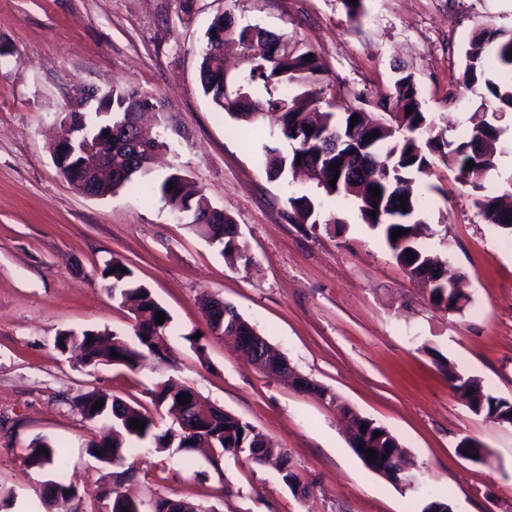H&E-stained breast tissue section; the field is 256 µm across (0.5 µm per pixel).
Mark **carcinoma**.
Wrapping results in <instances>:
<instances>
[{
    "instance_id": "cac0c4a2",
    "label": "carcinoma",
    "mask_w": 512,
    "mask_h": 512,
    "mask_svg": "<svg viewBox=\"0 0 512 512\" xmlns=\"http://www.w3.org/2000/svg\"><path fill=\"white\" fill-rule=\"evenodd\" d=\"M227 40L237 42L245 56L244 64L236 72L226 70L218 55L221 43ZM511 51V32L485 29L471 37L465 52L458 85L492 104L494 114L512 108V83H501L485 61L493 58L500 67L512 70V56H508ZM198 78L203 93L240 122L245 134L261 142L269 178L276 180L287 171L318 167L313 176L316 188L328 198L354 203L360 220L380 233L397 263L410 277L424 284L432 305L448 311H460L467 306V295L460 306L448 300L447 261L417 241L416 231L422 224L426 201L411 193L407 183L430 176L440 162L457 172L459 182L471 186L473 203L486 223L512 232V222L503 219V213H512V205L503 204L504 198H512V175L504 178L499 171V158L505 153L499 128L487 120L485 128H472L466 140L457 144L448 141L424 109L413 74L403 67L397 68L389 96L368 110L361 106V96L343 94L336 89L335 82L322 77L319 58L308 43L286 33L241 24L229 13L215 16L207 30ZM148 107H154V103L137 88L117 85L103 93L97 106L102 111L99 120L87 123L84 113H69V123L62 127V132L69 135L70 148L54 157L59 173L81 189L88 173L90 140L100 151L112 149V184L97 182V194L115 195L125 187L139 184L148 175L153 154L168 147L160 134L150 139L143 136L139 117ZM408 107L412 109L410 114L406 113ZM355 114L359 120L352 125L350 119ZM117 123L122 124V136L139 140L141 149L136 155H130L119 138L104 136L108 126ZM282 138L289 142L290 151L280 148ZM469 160L474 165L467 169ZM487 174L499 178L502 194L479 182ZM333 179L334 188L330 185ZM185 183L186 177L179 171L171 172L157 186L161 201L171 211L184 215L189 226L210 243L221 247V253L234 266L249 269L252 258L237 224L213 207L202 191L186 190ZM374 187L381 190L380 196L370 192ZM401 197L406 198L405 211L399 201ZM288 202L297 222H318L321 203L317 197L302 194L288 198ZM397 229L408 234L393 241L391 233ZM101 275L108 283L110 295L134 308L133 336L106 330H65L56 336L55 347L74 355L88 368L118 365L134 371L150 356L165 357V336L171 322L167 309L121 260L113 257L106 261ZM159 312L166 313L161 324L157 323ZM204 313L213 333L230 336L250 325L233 306L222 301L207 300ZM114 352L119 357H113ZM439 366L448 376L452 390L471 398L473 413L512 417V401L491 393L481 379L456 372L445 357ZM151 397L157 410L166 408L173 412L179 404L175 388L167 381L157 383ZM99 401L103 405L96 410L94 405ZM75 406L86 421L105 423L111 430L108 437L88 444L89 454L101 462L117 463L124 459L123 452L129 445L147 441L158 452H165L172 445L183 449L214 447L217 453L210 457V463L217 471L228 455L244 454L256 465L263 464L265 457H273L283 463V483L301 478L285 449L263 440L254 427L230 412L223 414L212 409L211 416H200L190 404L184 413L195 424L186 429L178 425L160 431L153 426L148 411L116 396L92 390L76 396ZM343 412L353 429L349 436L351 448H357L359 442L368 444L389 470L406 464L405 450L390 430L346 406ZM133 419L145 422L144 430L131 428ZM376 432L377 438L373 437ZM58 462L59 452L52 442L36 438L30 443L27 466L43 470ZM47 484L50 493L44 502L48 506L57 507L58 512H76L71 508L78 497L76 488L60 480H49Z\"/></svg>"
}]
</instances>
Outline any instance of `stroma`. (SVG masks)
<instances>
[{"label":"stroma","instance_id":"obj_1","mask_svg":"<svg viewBox=\"0 0 512 512\" xmlns=\"http://www.w3.org/2000/svg\"><path fill=\"white\" fill-rule=\"evenodd\" d=\"M350 21L341 0H0V512H45L48 470L25 462L32 439L63 452L62 474L77 487V512H111L100 487L114 468L87 451L103 436L74 404L97 390L148 403L157 381L175 377L285 448L310 498L296 497L270 466L226 458L215 472L207 451L156 452L139 443L125 454L124 489L151 512L160 498L201 512H421L433 498L453 512H512V426L472 413L438 368L479 377L512 398V234L487 224L472 189L437 165L416 190L431 222L445 229L423 245L464 274L469 305L433 306L382 236L353 205L324 199L321 214L341 233L289 222L304 180H270L259 147L215 107L198 81L205 32L214 15L304 39L327 79L377 100L395 65L413 73L426 110L459 141L481 112L457 86L468 42L482 28L512 31V0H365ZM130 84L159 99L178 130L148 179L180 170L242 233L254 265L234 270L219 248L190 229L160 198L125 189L80 194L59 174L51 143L80 88ZM119 258L171 315L170 356L137 371L85 368L54 346L63 330L131 333L127 308L101 278ZM230 303L289 364L338 397L301 392L248 362L232 341L209 333L202 297ZM200 333L204 352L189 341ZM348 406L390 430L415 463L405 489L372 471L350 448L340 421ZM472 438L484 463L461 460Z\"/></svg>","mask_w":512,"mask_h":512}]
</instances>
